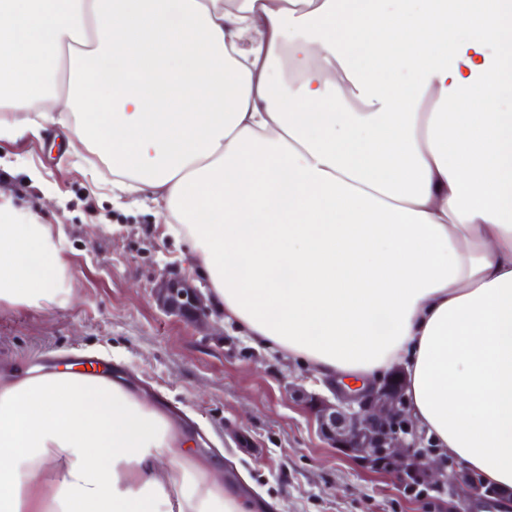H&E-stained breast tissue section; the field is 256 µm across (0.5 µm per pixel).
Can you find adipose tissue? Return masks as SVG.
I'll list each match as a JSON object with an SVG mask.
<instances>
[{"mask_svg":"<svg viewBox=\"0 0 512 512\" xmlns=\"http://www.w3.org/2000/svg\"><path fill=\"white\" fill-rule=\"evenodd\" d=\"M65 82V107L35 109ZM0 141L64 127L162 200L225 320L322 377L396 364L512 495V0H0ZM0 194V303L69 302ZM100 373L0 376V512H253Z\"/></svg>","mask_w":512,"mask_h":512,"instance_id":"ef3b65f1","label":"adipose tissue"}]
</instances>
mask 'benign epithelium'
<instances>
[{
	"label": "benign epithelium",
	"mask_w": 512,
	"mask_h": 512,
	"mask_svg": "<svg viewBox=\"0 0 512 512\" xmlns=\"http://www.w3.org/2000/svg\"><path fill=\"white\" fill-rule=\"evenodd\" d=\"M156 300L167 312L193 322L210 314L205 294L183 278L165 272L156 286ZM336 402H322L319 421L323 435L333 443L351 448L373 462L379 458L403 477L419 471L431 484L448 483L461 497L476 492L470 478L459 480L438 463L435 451L421 447V437L402 399L374 380L361 388L338 387Z\"/></svg>",
	"instance_id": "obj_1"
}]
</instances>
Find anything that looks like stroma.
<instances>
[{"label": "stroma", "mask_w": 512, "mask_h": 512, "mask_svg": "<svg viewBox=\"0 0 512 512\" xmlns=\"http://www.w3.org/2000/svg\"><path fill=\"white\" fill-rule=\"evenodd\" d=\"M56 128L26 133L0 152V193L47 221L62 243L70 303L32 309L0 305V366L52 371L91 357L163 405L197 453L231 475L263 512H512V498L445 489L417 499L390 468L363 464L333 446L307 397H331L327 378L256 346L234 324L200 325L164 312L155 298L162 271L189 273L182 245L154 202L113 205L112 172L78 164ZM38 169L41 181L30 180Z\"/></svg>", "instance_id": "obj_1"}]
</instances>
